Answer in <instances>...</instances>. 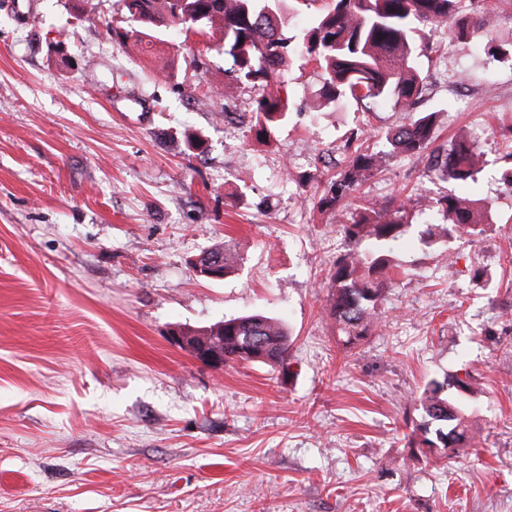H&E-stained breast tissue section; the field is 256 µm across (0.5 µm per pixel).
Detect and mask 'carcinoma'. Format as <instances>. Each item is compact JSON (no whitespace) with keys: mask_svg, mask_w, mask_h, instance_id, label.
Listing matches in <instances>:
<instances>
[{"mask_svg":"<svg viewBox=\"0 0 512 512\" xmlns=\"http://www.w3.org/2000/svg\"><path fill=\"white\" fill-rule=\"evenodd\" d=\"M277 0H126L130 23L110 27L119 43L143 49L159 38V28L177 24L186 32L215 40L230 62L224 90L233 95L249 85L257 90L252 127L266 136L288 118L291 104L282 93L280 76L290 63L314 62L323 72L324 91L313 107L333 112L346 99L379 103L392 100L409 121L388 134L392 151L428 153L430 172L452 181L458 190L440 198L419 195L397 205L370 202L355 210L340 225L349 248L337 258L330 276L327 312L346 347L364 340L379 323L378 303L397 267L393 245L410 227L417 211L438 208L446 222L435 224L421 238L450 247L463 233L482 231L484 206L471 198L464 184L475 178L477 153L466 140L435 148L436 113H416V99L425 85L418 67L423 51L419 28L448 31L451 41L465 37L467 29L491 22L489 12L467 13L470 0H332L311 25L293 35L283 32L285 16ZM385 154L358 149L338 175L327 182L320 207L355 197L358 189L380 171ZM289 347V336L277 320L249 315L224 321V356L228 362H279ZM467 390L463 380H431L423 392L425 420L413 434L420 452L439 449L454 459L472 440L469 414L454 389Z\"/></svg>","mask_w":512,"mask_h":512,"instance_id":"1","label":"carcinoma"}]
</instances>
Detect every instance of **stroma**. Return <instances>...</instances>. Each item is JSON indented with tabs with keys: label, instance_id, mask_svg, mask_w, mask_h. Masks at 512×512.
<instances>
[{
	"label": "stroma",
	"instance_id": "obj_1",
	"mask_svg": "<svg viewBox=\"0 0 512 512\" xmlns=\"http://www.w3.org/2000/svg\"><path fill=\"white\" fill-rule=\"evenodd\" d=\"M123 0H0V512H512V5L449 41L426 31L419 111L472 138L482 234L425 246L414 214L380 326L345 348L325 312L356 203L444 195L427 160L393 153L394 102L309 104L317 67L283 73L287 123L250 134L251 88L170 26L129 54ZM495 40L501 52L483 47ZM387 153L355 203L317 207L351 133ZM196 135L200 149L186 138ZM224 244L234 268L191 259ZM261 314L283 361L211 369L176 329ZM461 378L474 439L457 461L414 452L431 379ZM205 253L210 257L221 258L224 263V272L220 270V262H215L214 259H211L206 255H201L192 261L197 267L196 270H194L196 274L209 279H223L224 274H226L232 267V256L229 253L224 252V245H217ZM202 261L204 262L203 264ZM201 270H203V272H201Z\"/></svg>",
	"mask_w": 512,
	"mask_h": 512
}]
</instances>
